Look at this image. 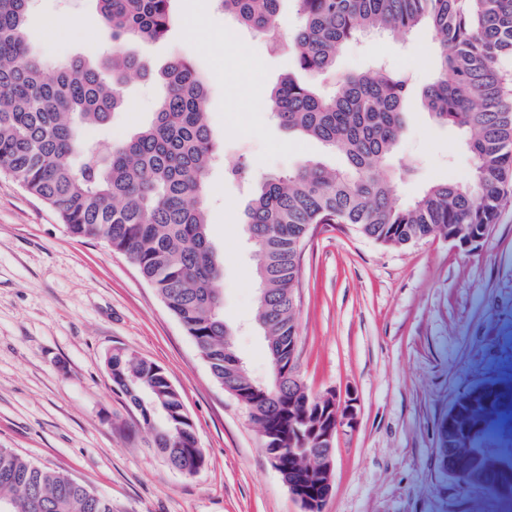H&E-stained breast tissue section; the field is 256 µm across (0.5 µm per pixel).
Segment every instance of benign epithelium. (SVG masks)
<instances>
[{
	"label": "benign epithelium",
	"instance_id": "7a95c632",
	"mask_svg": "<svg viewBox=\"0 0 512 512\" xmlns=\"http://www.w3.org/2000/svg\"><path fill=\"white\" fill-rule=\"evenodd\" d=\"M487 224L459 225L448 233V242L455 248L475 251L487 237ZM296 345L281 344L273 351L271 371L281 381L290 380L298 385L297 395L304 397L306 416L298 418L288 414V437L303 435L306 424L314 427L313 446L288 449V462L274 452L270 461L293 498L300 504L301 512H323V505L332 491V471L335 457L336 434L341 427L353 425L357 420L356 398L334 392L320 397L308 393L306 386L292 368ZM470 454L489 458L493 466L479 473H468L456 452L443 454L444 470L456 478H464L466 485H480L502 495L512 493V456L502 448H472Z\"/></svg>",
	"mask_w": 512,
	"mask_h": 512
}]
</instances>
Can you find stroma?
Here are the masks:
<instances>
[{
  "instance_id": "stroma-1",
  "label": "stroma",
  "mask_w": 512,
  "mask_h": 512,
  "mask_svg": "<svg viewBox=\"0 0 512 512\" xmlns=\"http://www.w3.org/2000/svg\"><path fill=\"white\" fill-rule=\"evenodd\" d=\"M198 13L201 27L182 23ZM65 25L50 32L46 20ZM171 36L126 49L163 68L191 60L208 91V121L224 164L208 174L209 237L223 277L226 323L249 373L269 375L267 345L253 316L254 260L244 213L250 185L225 175L247 161L257 177L292 172L306 160L342 159L280 128L264 112L271 86L292 68L263 39L240 30L214 0H176ZM230 33L224 43L221 33ZM90 0H36L27 24L48 60L102 51ZM427 33L351 42L338 67L377 59L406 69L414 91L433 78ZM161 88L133 80L131 112L114 114L87 138L115 145L149 122ZM397 158L415 166L395 181L397 205L429 185L463 179L473 160L454 128L424 112L405 116ZM296 289L298 371L309 393L348 392L357 421L336 436L332 493L324 512H512V499L466 486L441 466L439 424L454 400L481 383L512 378V197L480 248L441 236L402 248L350 224L314 225ZM122 348L162 366L190 415L205 456L184 477L147 447L139 412L112 389L105 364ZM0 448L66 474L112 502V512H300L262 447L248 410L212 377L181 323L124 253L72 237L56 212L0 173Z\"/></svg>"
}]
</instances>
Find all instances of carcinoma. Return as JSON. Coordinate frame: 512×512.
<instances>
[{"instance_id":"cac0c4a2","label":"carcinoma","mask_w":512,"mask_h":512,"mask_svg":"<svg viewBox=\"0 0 512 512\" xmlns=\"http://www.w3.org/2000/svg\"><path fill=\"white\" fill-rule=\"evenodd\" d=\"M108 51L58 59L52 74L27 43L29 0H0V171L53 207L69 234L102 239L127 254L159 293L188 336L202 348L216 382L231 375L217 281L222 264L208 235L206 199L220 149L207 121V90L196 67L173 57L157 74L128 53L130 41H154L171 30L172 0H94ZM282 0H218L224 14L288 56L297 74L279 80L268 112L290 133L320 141L346 158L341 169L309 161L267 178L245 211L257 258V321L279 343L298 336L288 299L300 251L314 224H353L363 236L404 247L458 224H489L504 200L512 165V0H294L301 23L289 37L276 24ZM430 33L434 79L413 97L410 74L378 61L358 72L336 62L351 41ZM157 76L162 85L153 118L123 142L101 149L83 138L91 126L131 111L123 92L131 76ZM465 136L473 169L463 180L433 184L413 203L392 199L380 175L412 107ZM86 153L96 160L77 164ZM273 268L267 281L262 272ZM114 388L140 409L144 423L161 411L152 442L169 465L194 464V424L158 364L115 350L107 359ZM256 398L276 380L236 378ZM469 399L448 427V447L468 433L471 447L512 449V412H497L501 395ZM285 396L268 404L280 448L288 445ZM0 506L16 512H112V503L72 478L35 466L0 448Z\"/></svg>"}]
</instances>
